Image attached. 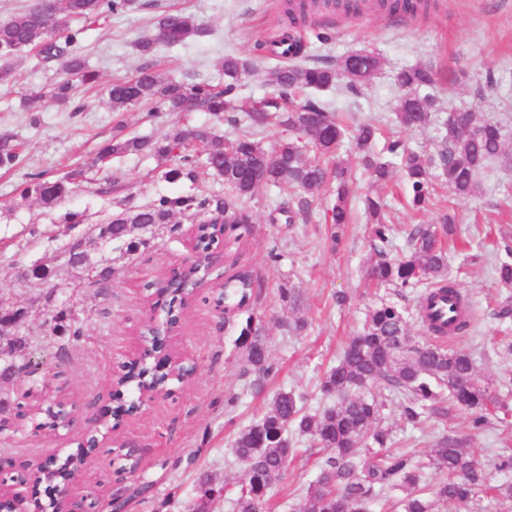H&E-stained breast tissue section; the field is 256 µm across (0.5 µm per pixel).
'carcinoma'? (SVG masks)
<instances>
[{
    "label": "carcinoma",
    "mask_w": 512,
    "mask_h": 512,
    "mask_svg": "<svg viewBox=\"0 0 512 512\" xmlns=\"http://www.w3.org/2000/svg\"><path fill=\"white\" fill-rule=\"evenodd\" d=\"M134 6V0H51L33 3L20 13L0 20V84L16 81L9 60L26 49L34 50L41 62L58 61L68 79L55 84L50 95L59 103L80 112L84 105L74 102L73 84L94 88L99 75L78 52L84 28L74 22L87 23L106 16H119ZM327 7L318 0H286L284 26L276 44L279 52L292 63L276 66L268 72V81L277 88L278 99L239 116L234 103L239 97L241 76L255 68L252 60L235 54L224 55L221 70L224 84L207 82L186 84L167 79L145 65L132 78L113 81L106 88L112 111L123 112L130 107L146 105L149 112L211 113L232 127L241 124L250 131L232 140L217 135L209 127L180 131L173 136L124 137L117 135L98 152L96 161L105 163L114 156L150 155L169 165L167 176L194 180L198 168L224 178L228 195L224 198L197 196H161L149 205L125 212L105 224H93L88 237L65 242L62 253L76 272L71 288L94 287L105 291L112 282V263L101 259L88 266L80 262L87 251V241L107 240L125 248L133 255L145 244L133 235L141 224H169L177 212L202 215L213 222H224L236 230L249 221L240 203L250 198L261 185L277 187L288 184L301 195L288 204V223H306L312 211L311 196L325 190V223L336 227L352 221L353 170L342 165L339 150L346 134L345 125L325 106L311 98L295 105V97L309 89L343 86L351 93L380 68V58L369 51H357L336 61L326 60L308 65L302 62L304 44L293 30ZM376 7L395 21L414 16L427 8L425 0H377ZM201 30L193 16L175 10L162 15L156 34L137 44L144 57L154 54L159 45H177L197 36ZM353 69L358 78L342 79V71ZM440 73L431 65H417L399 72L397 82L402 95L396 108L397 122L409 129H419L438 120L442 137L438 149L423 155L406 148L400 140L386 146L387 161L376 160L372 153L377 127L364 121L354 128L353 138L362 155V163L371 172L373 182L381 185L393 175V160H400L401 169L411 188V206L424 207L430 196L432 171L439 169L447 178L448 189L457 197L466 198L479 190L485 169L499 158L507 159L505 134L497 121L483 120L471 110L451 109L437 115L438 99L430 89ZM278 125L291 134L280 140L274 150H267L253 130ZM17 160L11 139L0 137V168H10ZM262 180L255 179L256 173ZM85 179V169L69 171L57 179L34 174L22 191L43 205L52 207L70 195ZM372 224V237L379 260L372 267L374 278L381 284L402 290L424 288L419 296L418 310L439 295L453 301L455 315L448 319V335L471 330L464 296L447 282L448 255L444 240L455 233L448 215L441 224H417L407 234L408 251L400 258H387L386 246L391 242L381 196L366 199ZM52 270L35 263L28 267L23 286L46 291L53 304L51 317L44 322L42 337H34L26 328L13 335L0 334V349L17 353L16 364L0 365V374L8 377L14 370L24 372L31 387L39 386L40 353L52 344L64 354L69 346L85 339L83 322L70 308L53 302V297L67 293L68 288L49 285ZM256 279L251 270L240 268L228 276L224 288L236 293L243 306L252 296ZM262 326L249 320L241 329L239 339L245 348V360L253 372V385L261 388L275 371L261 337ZM380 385L407 398L404 418L412 426L433 419L446 418L455 409L470 415L471 430L479 432L490 424L488 411L501 405L499 393L482 383L476 360L468 351L447 349L431 340L415 342L408 334L402 309L383 302L366 315L365 321L343 344L336 362L326 368L318 386L320 399L328 405L316 413L307 410L308 396L293 389L277 391L269 409L234 437L232 451L246 463L243 475L247 493L233 492L232 512H269L270 492L288 478V466L298 453L296 440L307 438L322 452L315 480L308 487L306 512H373L382 503L392 512H437V504L476 502L492 494L512 500V487L492 483L485 462L469 451L470 435L441 433L429 442L428 461L416 462L405 452L390 450L391 432L380 423L381 405L370 388ZM87 452L75 448L60 465L66 476L86 461ZM441 479L432 484L430 474ZM403 495L391 499L390 493Z\"/></svg>",
    "instance_id": "1"
}]
</instances>
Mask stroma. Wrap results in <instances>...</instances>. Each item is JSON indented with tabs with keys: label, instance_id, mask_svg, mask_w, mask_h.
Wrapping results in <instances>:
<instances>
[{
	"label": "stroma",
	"instance_id": "1",
	"mask_svg": "<svg viewBox=\"0 0 512 512\" xmlns=\"http://www.w3.org/2000/svg\"><path fill=\"white\" fill-rule=\"evenodd\" d=\"M136 6L120 17H105L87 25L82 36L86 62L98 71L101 85L93 90L76 87L83 100L80 112L44 100L37 112L19 108V99L32 88H49L64 73L58 66L42 68L31 51L15 56V83L0 87V135L9 134L20 154L11 169H0V302L29 305L30 327L41 332L50 309L37 291L25 288L15 270L39 261L53 272V283L73 282L74 271L65 265L60 248L69 238L84 235L92 224L140 209L161 196L224 197L219 177L169 180L166 165L158 158L127 155L103 166H93L97 148L116 132L127 136L160 138L189 126H211L218 134L235 136L234 128L206 112L161 113L147 116L140 108L112 111L102 85L132 77L144 64L136 44L149 37L158 18L181 10L205 28L204 36L180 45L158 46L152 59L164 76L185 82L222 81L219 63L233 52L254 59L256 70L246 76L237 105L249 109L275 96L265 73L275 67L267 45L281 28L282 0H135ZM332 36L317 41L310 27L298 28L307 62L334 59L368 50L381 58L380 69L356 93L333 87L317 92L328 111L343 119L370 120L384 136L402 139L415 151L430 153L436 147L437 128H400L394 110L401 96L395 76L404 68L427 64L444 76L434 90L442 108L464 106L484 119L505 126V149L512 153V84L490 86L488 74L512 72V0H432L427 12L395 23L377 14L332 17ZM88 166L84 182L58 205L48 208L21 191L30 175L44 173L55 179L71 169ZM407 187L401 175L389 183L371 184L361 179L354 200L356 223L346 225L337 248H330V227L314 206L306 224L271 222L270 217L295 191L259 187L243 201L251 216L241 240L220 239L218 248L227 259L237 260L258 279V286L244 308L220 311L219 292L202 289L196 296L177 341V347L194 364L192 378L174 383V393L143 406L126 420L119 435L143 446L134 471H123L116 448L107 446L90 458L79 485L92 493L98 512H111L112 498H121L125 512H189L194 486L204 475L214 483L234 482L244 465L230 452L236 433L262 415L276 390L282 387L305 393L310 410L321 406L315 386L324 368L333 361L339 344L351 335L367 311L377 303H394L409 309L408 329L413 339L426 335L414 314V292L400 294L390 286H377L368 277L374 261L364 199L378 195L387 203L390 224L402 229L413 224H434L442 212L456 221V244L448 252V276L471 300L476 323L453 344L470 351L482 381L490 388H512V355L497 352L502 337L512 336V318H497L507 296L495 274L504 259L505 245H512V164L498 161L481 177L476 195L456 198L446 184H438L427 210L416 213L404 204ZM82 218L67 222L68 214ZM192 217L176 214L171 223L154 228L148 244L135 257L113 247L112 287L107 294L93 288L69 292L67 299L85 326L86 342L71 347L64 368L73 395L84 404L100 395H111L112 377L134 349L138 332L149 315L145 286L170 265L188 254ZM292 288L300 296L298 311H291L281 296ZM345 303H337V295ZM308 323L302 335L284 328L291 316ZM263 329L264 342L277 373L263 390H255L243 376V350L238 337L246 320ZM381 423L397 447L415 457L426 456L427 439L404 419L402 396L383 392ZM72 430L57 433L21 430L0 434V456L39 458L51 452L66 455ZM473 435V434H472ZM301 452L277 487L275 512H301L309 484L317 473L319 453L300 441ZM472 451L482 461L494 463L512 454V415L492 419L487 430L474 434Z\"/></svg>",
	"mask_w": 512,
	"mask_h": 512
}]
</instances>
